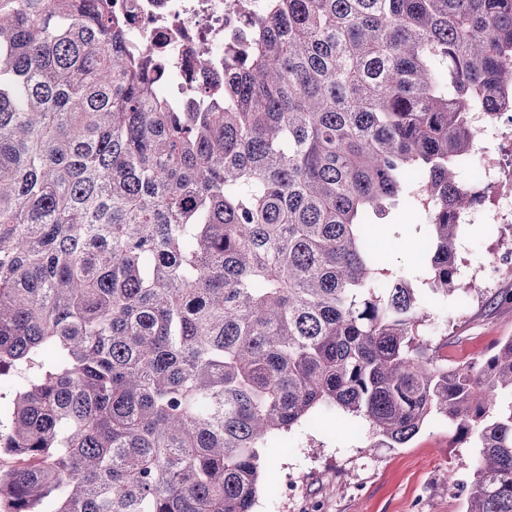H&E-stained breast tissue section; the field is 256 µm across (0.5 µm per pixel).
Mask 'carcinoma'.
Masks as SVG:
<instances>
[{"label": "carcinoma", "instance_id": "obj_1", "mask_svg": "<svg viewBox=\"0 0 512 512\" xmlns=\"http://www.w3.org/2000/svg\"><path fill=\"white\" fill-rule=\"evenodd\" d=\"M160 67L112 0H0V512H252L261 448L336 412L475 437L466 512H512V336L425 333L512 0H270L204 110ZM401 204L422 288L370 246Z\"/></svg>", "mask_w": 512, "mask_h": 512}]
</instances>
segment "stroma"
<instances>
[{"instance_id":"obj_1","label":"stroma","mask_w":512,"mask_h":512,"mask_svg":"<svg viewBox=\"0 0 512 512\" xmlns=\"http://www.w3.org/2000/svg\"><path fill=\"white\" fill-rule=\"evenodd\" d=\"M492 217L485 202L461 225L456 251L465 287L434 302L437 322L426 329L452 363L486 358L497 340L512 336V263L505 260L512 223ZM373 244L389 253L393 271L420 274L427 238L408 210L394 211ZM476 455L439 421L398 448L368 447L357 418L306 422L263 448L253 512H466L467 493L448 476L470 480Z\"/></svg>"}]
</instances>
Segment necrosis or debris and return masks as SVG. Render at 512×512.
Wrapping results in <instances>:
<instances>
[{
    "instance_id": "4bbe7bcc",
    "label": "necrosis or debris",
    "mask_w": 512,
    "mask_h": 512,
    "mask_svg": "<svg viewBox=\"0 0 512 512\" xmlns=\"http://www.w3.org/2000/svg\"><path fill=\"white\" fill-rule=\"evenodd\" d=\"M268 0H115L134 46L162 56V81L175 103L201 101L224 86V43L243 36L251 19L263 16ZM209 50V64L198 68V48Z\"/></svg>"
}]
</instances>
